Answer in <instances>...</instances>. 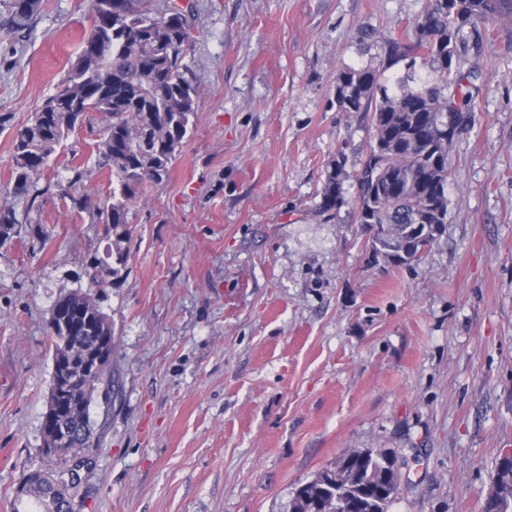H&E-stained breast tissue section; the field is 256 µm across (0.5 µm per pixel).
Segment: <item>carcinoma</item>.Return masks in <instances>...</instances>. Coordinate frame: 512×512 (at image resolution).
Listing matches in <instances>:
<instances>
[{
    "instance_id": "cac0c4a2",
    "label": "carcinoma",
    "mask_w": 512,
    "mask_h": 512,
    "mask_svg": "<svg viewBox=\"0 0 512 512\" xmlns=\"http://www.w3.org/2000/svg\"><path fill=\"white\" fill-rule=\"evenodd\" d=\"M502 0H433L415 22L413 36L389 42L388 66L404 63L394 82L372 67H347L336 77L333 103L339 112L371 114V141L361 167L350 173L338 150L327 170L315 213L335 218L352 206L358 224H391L413 251L427 250L437 239L432 225L437 212L448 223L449 152L472 121L479 73L463 72L454 63L471 49H481L478 27L493 21ZM99 24L93 25L71 69L53 94L32 113L12 138L13 185L8 194L22 198L37 188L52 156L88 113L105 118L97 145L98 165L112 178V193L98 208L105 224L106 258L115 267L130 258L128 215L148 184H159L169 173L196 114L199 86L185 59L190 48V22L176 14L156 17L147 0H92ZM42 0H12L8 24L30 28ZM352 180L356 196L348 200L344 184ZM9 201L0 202V245L20 234ZM52 311L65 326H49L52 355L96 350L106 363L93 387L89 405L112 412L115 374L112 371L111 318L91 290L78 289L57 299ZM78 453L97 448L102 432L84 434L74 426ZM362 471L361 504L348 512H390L395 498L379 492L387 471L384 460L356 463ZM314 494L322 512H336L350 502L336 471L319 472ZM27 497L43 512L65 511L53 484L39 483ZM482 512H512V494L490 498Z\"/></svg>"
}]
</instances>
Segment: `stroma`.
Masks as SVG:
<instances>
[{
	"instance_id": "1",
	"label": "stroma",
	"mask_w": 512,
	"mask_h": 512,
	"mask_svg": "<svg viewBox=\"0 0 512 512\" xmlns=\"http://www.w3.org/2000/svg\"><path fill=\"white\" fill-rule=\"evenodd\" d=\"M193 29L197 112L164 182L129 213L131 257L101 270L119 391L80 472V512H288L295 489L349 450L397 456L391 512H481L512 449V6L461 59L481 71L453 142L448 222L422 258L369 249L351 207L314 213L337 150L360 167L369 117L332 107L347 67H383L378 33L406 36L430 0L173 2ZM0 0V194L12 131L63 80L93 26L91 0H42L27 31ZM90 113L58 148L21 233L0 246V512L24 473L51 470L42 421L54 302L87 288L107 244L112 183ZM82 179H75V171ZM49 232L41 240L35 227Z\"/></svg>"
}]
</instances>
